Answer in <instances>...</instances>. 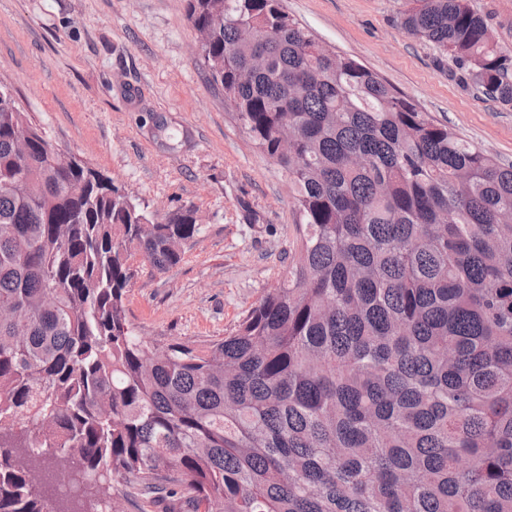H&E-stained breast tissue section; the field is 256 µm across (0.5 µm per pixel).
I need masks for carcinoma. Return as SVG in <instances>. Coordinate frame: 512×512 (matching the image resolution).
<instances>
[{"label": "carcinoma", "mask_w": 512, "mask_h": 512, "mask_svg": "<svg viewBox=\"0 0 512 512\" xmlns=\"http://www.w3.org/2000/svg\"><path fill=\"white\" fill-rule=\"evenodd\" d=\"M411 2L405 29L512 105V46L470 0ZM186 15L288 173L294 252L229 335L147 344L134 260L179 264L199 209L70 162L0 83V309L24 313L0 317V512H79L108 475L190 512H512V164L280 0Z\"/></svg>", "instance_id": "carcinoma-1"}]
</instances>
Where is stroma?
<instances>
[{
    "mask_svg": "<svg viewBox=\"0 0 512 512\" xmlns=\"http://www.w3.org/2000/svg\"><path fill=\"white\" fill-rule=\"evenodd\" d=\"M512 44V0H470ZM409 0H282L331 50L353 56L436 120L512 164V106L485 98L451 59L407 33ZM0 81L63 153L150 210L193 204L183 260L142 270L127 293L138 336L224 338L276 287L297 237L287 175L232 117L186 17V0H0ZM257 216L248 223L240 208ZM87 512H163L135 484L94 478Z\"/></svg>",
    "mask_w": 512,
    "mask_h": 512,
    "instance_id": "35a3bbf8",
    "label": "stroma"
}]
</instances>
